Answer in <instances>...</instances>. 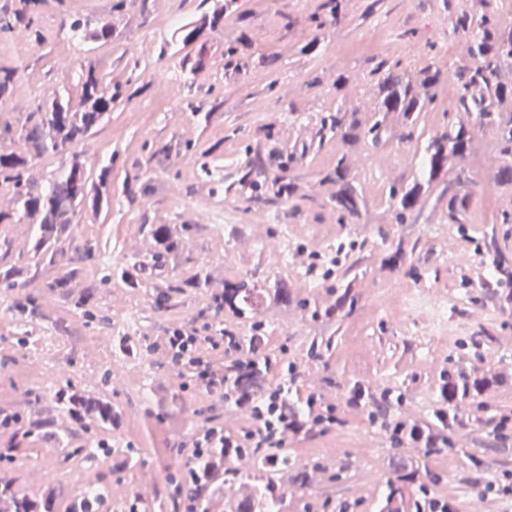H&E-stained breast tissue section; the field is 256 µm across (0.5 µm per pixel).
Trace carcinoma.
Wrapping results in <instances>:
<instances>
[{
    "mask_svg": "<svg viewBox=\"0 0 512 512\" xmlns=\"http://www.w3.org/2000/svg\"><path fill=\"white\" fill-rule=\"evenodd\" d=\"M47 0H6L0 6V33H12L22 29L31 41L39 46L43 43V33L38 24L39 14ZM139 6L140 16L148 13L147 0H113L106 14L97 18L69 15V30L83 41H110L116 34V21L122 18L133 6ZM229 0H200L203 8L200 17L181 29L184 44L195 42L207 33L224 27V13ZM324 13L314 17L316 28L325 31L341 18L339 0H325ZM451 34L466 38L472 43L468 61L455 70L456 95L453 111L466 114L468 121H458L448 125V130L427 141L421 159L420 174L400 187L390 188L396 220L402 224L408 214L414 212L420 200L427 196L432 183L456 168V186H448V223L463 224L470 210L472 193L466 189L470 183L468 171L463 162L473 151V125L492 127L498 132L497 148L509 163L499 168L498 181L512 183V113L504 112L501 106L512 102V81L504 79V71L512 68V29H504L495 15L483 10L460 11L452 20ZM81 95L78 105H71L56 95L26 114L22 124L0 126V142L9 141L13 148L0 150V182L12 186L16 207L0 209V224H17L24 218H36L39 236L32 245L29 260L25 264L11 265L0 269V290L17 297L12 310L16 328L24 329L33 319L43 316L39 299L28 292L31 283L37 278L40 268L64 263V271L59 276L42 282L48 292L63 297L70 307L84 317H93L94 296L90 292H73L82 272V263L96 260L101 267L100 286L112 283V265L101 260L100 246L96 242L85 241L75 248L76 256L65 258L64 244L71 238L72 224L76 215L83 210L97 211L109 193V178L112 166L99 169L94 175L87 171L84 161V145L112 108L122 102L124 89L120 84H106L105 75L97 62L86 61L82 66ZM21 73L20 67H0V105L11 96L14 83ZM370 74L376 76L377 103L372 123L361 127L353 111L343 104L328 112L320 120V137L334 136L344 146L358 142L378 148L391 139L410 140L414 137L415 125L421 112L429 111L437 100V91L447 79L442 69L433 61L413 74L399 68L378 62ZM398 114L402 117V128L395 130L387 123V117ZM69 152L66 172L53 180L48 187L38 185L32 175L37 160L48 152ZM346 155H341L333 172L327 175L340 184L334 198L336 210L342 217H357L365 207L364 199L351 185L348 178ZM264 159L259 149L253 150V157L244 174V180L257 191L262 189L274 197L288 199L292 196L294 184L274 180L266 186L262 182ZM148 234L155 241L156 250L146 260H136L118 270L120 277L130 288L139 287L140 271L147 265L163 269L167 257L178 254L186 241V227L169 224H144ZM209 286L205 270H199L193 278L181 280L174 276L165 279L164 288L156 294L155 306L166 307L172 295L180 294L187 288L203 290ZM217 315L246 317L252 321L256 335L246 339L243 354L224 365V379L235 406V400L256 395L257 381L265 371L268 358L261 351L257 332L263 327L262 309L270 305L288 304V293L277 280L267 279L264 285L257 286L253 276L245 275L237 282L224 287V293L211 298ZM51 402L58 411L66 413L70 419L81 423L82 430L109 426L120 418V411L112 402L103 397L79 393L74 386L66 384L53 388ZM119 453L128 459L137 454V449L128 445L112 448L88 436L79 445L65 444L59 451L60 461L81 458L94 462L100 457ZM268 465L260 466L251 474L224 468L245 487V493L233 502L224 503V512H273L276 500L270 490L274 481L270 473L276 469L288 468V449L267 448L259 453ZM207 459L202 458L191 465L178 464L169 481L177 476L183 483L191 484L193 472H201ZM109 496V485L101 482L96 487L75 497L69 512H88L96 508L100 500Z\"/></svg>",
    "mask_w": 512,
    "mask_h": 512,
    "instance_id": "carcinoma-1",
    "label": "carcinoma"
}]
</instances>
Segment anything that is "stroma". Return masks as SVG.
Listing matches in <instances>:
<instances>
[{
    "instance_id": "obj_1",
    "label": "stroma",
    "mask_w": 512,
    "mask_h": 512,
    "mask_svg": "<svg viewBox=\"0 0 512 512\" xmlns=\"http://www.w3.org/2000/svg\"><path fill=\"white\" fill-rule=\"evenodd\" d=\"M323 0H239L224 17V29L190 45L176 41L183 24L198 18L191 0H150V16L129 11L112 41L85 45L72 40L67 14L100 16L105 0H49L40 17L42 46L19 54L16 33H0V67H21L10 100L0 105V124H21L27 112L57 92L78 104L80 66L99 62L107 79L125 84L127 94L96 128L86 151V167H112L108 205L94 215L79 214L76 242L99 243L113 268L149 256L155 242L149 224H191L195 230L175 259L173 274L182 278L205 270L209 288L186 290L178 303L155 307L153 270L142 271L143 287L128 288L120 279L99 285L100 267L84 264L81 288L93 289L95 320L70 311L62 298L42 293L43 309L61 329L49 333L42 322L28 328L19 346L16 329L0 297V409L29 416L47 414L40 436L15 439L0 433V448L12 449L0 471L34 498L54 490L51 512H67L84 488L87 470L111 486L108 512H180L183 501L167 483L155 494L138 496L140 477L155 465L153 446L162 442L172 456L206 420L219 418L230 433L244 431L249 414L224 409L152 344L166 328L191 319H211L209 296L247 273L283 282L287 307L263 312V351L274 364L264 387L287 385L293 395L316 394L336 407V422L315 436L289 435L286 446L294 470L278 473L284 492L280 512H380L390 483L401 491L403 512H415L420 486L433 499L448 500L457 512L489 483H512V437L493 439L492 419L512 412V309L505 303L511 288L487 283L482 254L487 234H497L512 257V184L500 185L502 158L494 129L476 130L478 146L470 159L472 206L466 223H449L446 202L428 201L420 214L397 223L388 197L396 183H407L420 168L422 141L391 140L374 149L360 144L343 148L337 139L316 136L325 111L344 103L359 123L372 120L363 109L368 60L401 63L414 69L434 61L452 71L465 59L448 47L451 13L478 6L496 12L512 27V0H340L342 19L327 33L312 17ZM386 23L392 39L371 53H352L374 26ZM237 45L238 64H230L227 45ZM202 57L193 72L182 70L185 57ZM349 77L336 90L327 68ZM166 84L174 104L155 106L157 87ZM203 109L195 116L187 101ZM451 85H444L435 107L420 113L423 139L440 135L457 121ZM262 146L269 177L287 176L295 185L286 203L267 200L238 186L245 149ZM291 155L281 169L280 154ZM346 155L348 173L362 193L367 211L340 218L333 204L336 184L327 172ZM208 169H201V160ZM495 206H487V197ZM283 241L291 261L272 266L257 244V229ZM334 275L317 284L305 274L309 259ZM393 289L406 299L398 311L381 308ZM348 299L340 317L313 321L312 307ZM56 351L39 374L26 372L47 336ZM153 367L143 379L140 361ZM300 375L290 381L287 363ZM467 380L490 378L488 387L458 398V420L440 450L396 445L371 409L351 410L346 400L355 387L389 396L390 422L421 426L436 423L440 390L448 372ZM71 383L88 394H102L119 406L118 426L102 428L99 439L132 444L134 460L116 456L87 466L81 459L55 461L58 438L80 442L83 431L66 415L48 413L49 386ZM310 475L306 488L295 485L296 471Z\"/></svg>"
}]
</instances>
